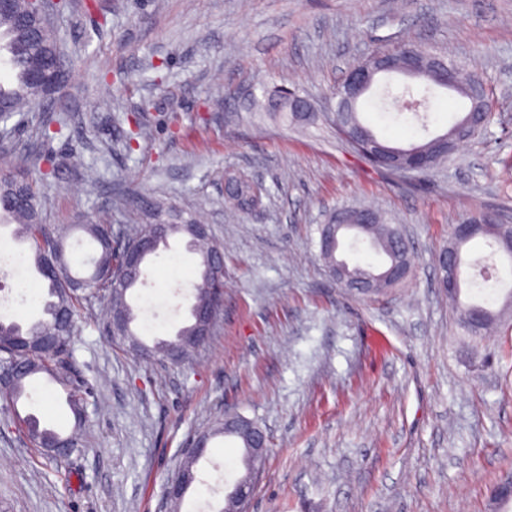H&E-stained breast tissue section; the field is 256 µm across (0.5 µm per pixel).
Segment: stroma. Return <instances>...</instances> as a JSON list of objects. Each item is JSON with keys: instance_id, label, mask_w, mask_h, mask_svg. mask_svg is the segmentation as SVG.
<instances>
[{"instance_id": "35a3bbf8", "label": "stroma", "mask_w": 512, "mask_h": 512, "mask_svg": "<svg viewBox=\"0 0 512 512\" xmlns=\"http://www.w3.org/2000/svg\"><path fill=\"white\" fill-rule=\"evenodd\" d=\"M54 25L66 81L11 133L0 166L39 187L49 228L69 227L75 271L99 247L92 222L126 230L160 201L202 215L224 252V305L193 359L175 365L113 343L102 301L83 310L74 358L93 389L75 471L63 477L13 425L69 429L53 391L0 400V512H166L186 442L231 411L270 440L249 512H488L512 471V316L464 336L437 253L470 213L512 224V0H70ZM410 43L480 73L492 119L428 175L368 164L336 133L327 98L348 66ZM429 96L428 125L382 111L384 89ZM290 90L315 107L294 123L259 107ZM467 102L381 77L364 119L393 144L443 133ZM63 127L45 140L46 127ZM261 182V209L226 213L224 173ZM391 216L412 247L407 278L366 296L333 281L318 228L339 206ZM462 298L499 306L512 260L463 251ZM130 292L142 338L186 323L196 257L171 238ZM491 365L483 360L489 350ZM234 439L212 440L181 512H221L243 473Z\"/></svg>"}]
</instances>
